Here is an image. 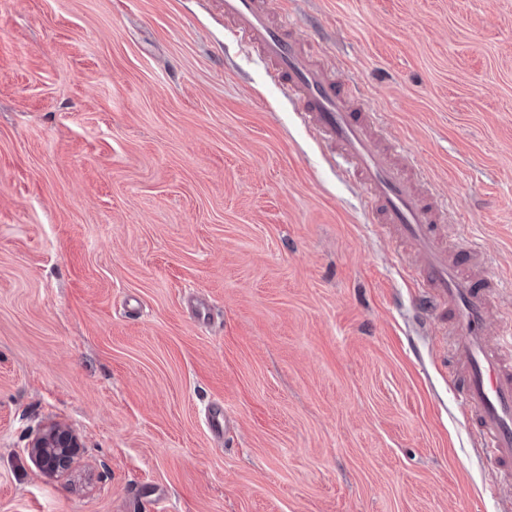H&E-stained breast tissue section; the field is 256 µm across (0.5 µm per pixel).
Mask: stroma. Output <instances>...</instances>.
Instances as JSON below:
<instances>
[{
  "instance_id": "1",
  "label": "stroma",
  "mask_w": 512,
  "mask_h": 512,
  "mask_svg": "<svg viewBox=\"0 0 512 512\" xmlns=\"http://www.w3.org/2000/svg\"><path fill=\"white\" fill-rule=\"evenodd\" d=\"M272 9L428 171L512 320V0ZM362 195L222 0H0V512H495ZM49 422L81 441L62 477L28 452Z\"/></svg>"
}]
</instances>
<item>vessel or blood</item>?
I'll return each mask as SVG.
<instances>
[{"instance_id":"b4317fda","label":"vessel or blood","mask_w":512,"mask_h":512,"mask_svg":"<svg viewBox=\"0 0 512 512\" xmlns=\"http://www.w3.org/2000/svg\"><path fill=\"white\" fill-rule=\"evenodd\" d=\"M224 21L266 63L277 87L297 102L303 123L346 164L365 192L375 227L408 248L407 282L424 308L448 326V386L465 407L478 451L494 476L499 512H512V321L491 325L502 284L477 279L486 258L476 246L457 249L447 210L428 180L407 173L378 144L375 113L299 34L275 20L269 0H223Z\"/></svg>"}]
</instances>
